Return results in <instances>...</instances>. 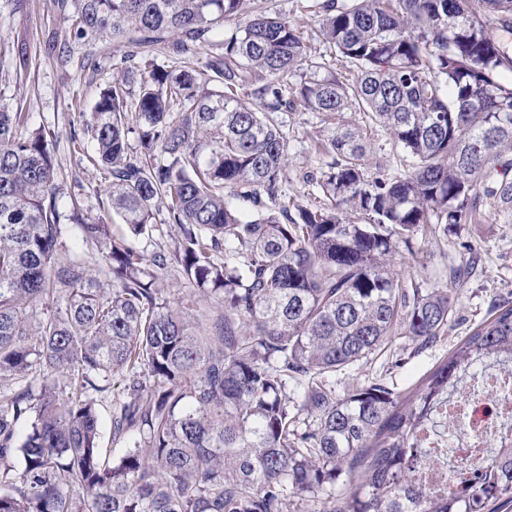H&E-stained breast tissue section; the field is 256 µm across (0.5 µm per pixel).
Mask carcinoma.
<instances>
[{"label": "carcinoma", "mask_w": 512, "mask_h": 512, "mask_svg": "<svg viewBox=\"0 0 512 512\" xmlns=\"http://www.w3.org/2000/svg\"><path fill=\"white\" fill-rule=\"evenodd\" d=\"M216 39L245 0H58L75 40L128 51L83 130L109 181L112 212L135 238L157 206L178 228L149 255L71 220L103 264L62 255L56 159L45 127L0 103V512H488L512 502V451L491 435L468 487L434 497L421 474L448 433L441 399L476 365L512 386V303L410 391L375 380L339 397L344 374L398 335L425 349L457 311L473 258L448 287L406 288L394 257L446 237L489 204L512 219V0H321L333 60L303 69L301 27L263 0ZM163 43L179 64L143 72ZM220 52L202 67L190 57ZM257 100L261 111L247 104ZM315 112L308 137L329 158L288 201L290 114ZM360 113L410 160L368 171ZM251 203L246 219L226 194ZM176 267L196 297L217 298L206 335L156 287ZM42 317L33 318L36 310ZM118 376L110 456L93 394ZM26 422L25 432L18 424ZM21 458L17 469L15 458Z\"/></svg>", "instance_id": "obj_1"}]
</instances>
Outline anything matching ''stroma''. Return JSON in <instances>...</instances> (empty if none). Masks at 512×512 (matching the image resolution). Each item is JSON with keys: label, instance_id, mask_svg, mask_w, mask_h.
Masks as SVG:
<instances>
[{"label": "stroma", "instance_id": "35a3bbf8", "mask_svg": "<svg viewBox=\"0 0 512 512\" xmlns=\"http://www.w3.org/2000/svg\"><path fill=\"white\" fill-rule=\"evenodd\" d=\"M312 2L268 0V6L273 13L303 24L306 59L315 62L329 56L331 49L320 36L313 14L306 11ZM50 40L70 45L69 66H60L55 56L45 52L44 44ZM125 51L123 43L108 38L90 47L75 42L57 0H0V102L13 111L30 113L34 124L54 131L63 240L69 254L81 255L93 267L102 259L85 246L72 224L71 198H78L86 218H107L113 236H127L128 230L112 213L101 170L75 147L70 130L80 113L90 112L99 88L117 78L114 62ZM320 166L313 142L291 143L289 197L302 199L308 188L300 181V173ZM473 256L479 260L477 274L458 290L457 315L437 343L420 352L408 338L395 337L383 350L337 376V393L378 377L400 389L418 382L489 317L495 303L512 301V223H503L490 206L483 208L479 223L462 226L447 238L415 241L412 251H401L396 268L403 281L428 278L443 287L447 284L444 266Z\"/></svg>", "mask_w": 512, "mask_h": 512}]
</instances>
